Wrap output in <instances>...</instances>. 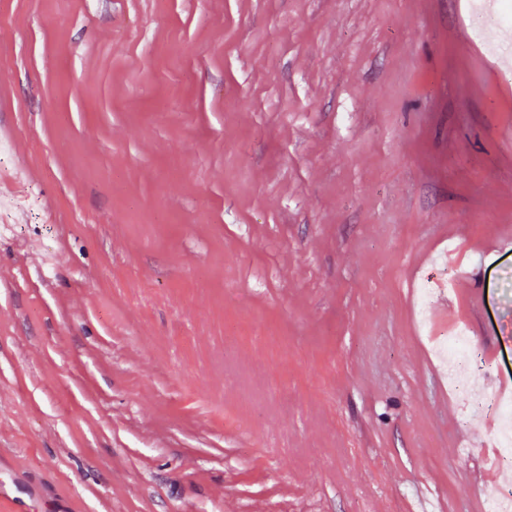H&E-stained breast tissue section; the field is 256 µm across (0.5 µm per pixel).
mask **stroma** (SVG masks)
<instances>
[{
    "label": "stroma",
    "mask_w": 512,
    "mask_h": 512,
    "mask_svg": "<svg viewBox=\"0 0 512 512\" xmlns=\"http://www.w3.org/2000/svg\"><path fill=\"white\" fill-rule=\"evenodd\" d=\"M509 37L468 0H0V512H486ZM440 347L448 357V376L456 386L467 384L469 374L465 368L471 353V341L465 327H457L448 332V337L440 341Z\"/></svg>",
    "instance_id": "obj_1"
}]
</instances>
